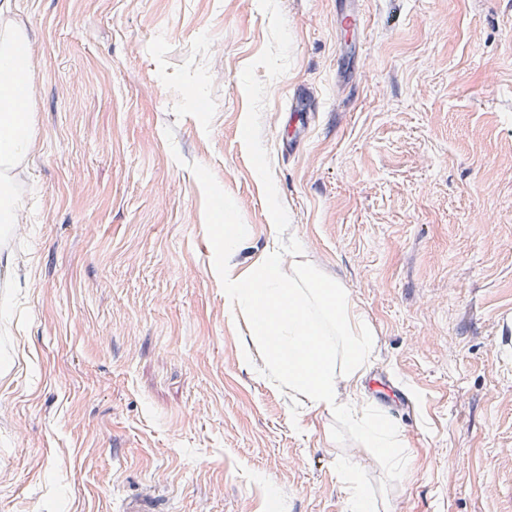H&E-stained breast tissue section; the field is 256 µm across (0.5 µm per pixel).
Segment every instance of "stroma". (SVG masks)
<instances>
[{
    "label": "stroma",
    "mask_w": 512,
    "mask_h": 512,
    "mask_svg": "<svg viewBox=\"0 0 512 512\" xmlns=\"http://www.w3.org/2000/svg\"><path fill=\"white\" fill-rule=\"evenodd\" d=\"M13 0L34 144L0 224V512H512V0ZM309 90L290 153L281 115ZM347 288L403 476L263 373L223 266ZM240 227L220 251V225ZM336 9L337 22L347 31H358L361 25L359 12L354 3L355 0H338ZM373 390L376 392L374 402L386 403L398 414L410 413L411 406L403 384L393 379L375 380ZM338 466L341 476L351 490L346 510L348 512L375 511L372 500L363 492L360 473L353 463L349 459H341Z\"/></svg>",
    "instance_id": "stroma-1"
}]
</instances>
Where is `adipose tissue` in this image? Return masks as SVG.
<instances>
[{"label":"adipose tissue","mask_w":512,"mask_h":512,"mask_svg":"<svg viewBox=\"0 0 512 512\" xmlns=\"http://www.w3.org/2000/svg\"><path fill=\"white\" fill-rule=\"evenodd\" d=\"M10 0H0V104L10 102L30 69L23 32L6 20ZM32 144L28 118L0 119V162L12 164ZM230 318H243L263 350L269 370L288 388L301 392L310 408L348 421L367 447L407 475L411 458L398 428L359 403L339 395V382L360 385L374 349L367 320L348 290L331 288L305 262L304 249L281 253L270 248L256 267L225 274Z\"/></svg>","instance_id":"ef3b65f1"}]
</instances>
